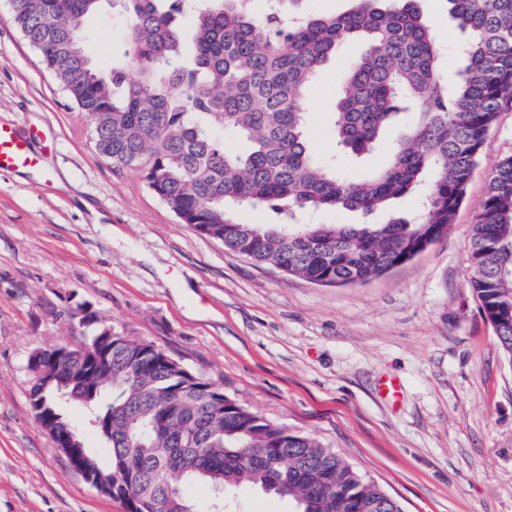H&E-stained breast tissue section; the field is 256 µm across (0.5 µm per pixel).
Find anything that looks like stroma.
<instances>
[{
    "label": "stroma",
    "instance_id": "1",
    "mask_svg": "<svg viewBox=\"0 0 512 512\" xmlns=\"http://www.w3.org/2000/svg\"><path fill=\"white\" fill-rule=\"evenodd\" d=\"M458 69L463 33L446 0H417ZM124 37L103 12L88 51L103 70ZM359 44L343 46L305 102L328 153L331 112ZM0 123L31 138L36 174L0 171V512H126L69 465L29 404L30 354L80 343L69 316L98 317L289 431L334 448L404 512H512V361L472 288L471 228L488 174L512 154L505 101L454 224L413 259L364 282L319 286L262 269L182 224L135 170L93 147L0 0ZM397 380L396 397L381 391Z\"/></svg>",
    "mask_w": 512,
    "mask_h": 512
}]
</instances>
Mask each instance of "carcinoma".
I'll return each instance as SVG.
<instances>
[{"mask_svg":"<svg viewBox=\"0 0 512 512\" xmlns=\"http://www.w3.org/2000/svg\"><path fill=\"white\" fill-rule=\"evenodd\" d=\"M304 0H10L14 23L67 99L94 128L95 150L200 236L253 264L324 286L368 280L411 259L454 223L488 131L512 98V0H447L468 35L465 62L445 73L435 29L415 0H353L312 16ZM112 4L124 40L105 73L84 48L87 18ZM190 19V25L182 21ZM359 41L332 112L330 152L370 156L403 129L389 159L354 177L311 150L304 98L343 45ZM136 78L127 76V70ZM238 143L227 145L219 130ZM414 198L409 214L392 209ZM381 219L305 224L326 210ZM245 211L263 224L241 219ZM473 288L512 361V154L493 165L472 227ZM89 339L42 350L28 364L42 429L70 437L112 497L132 512H224L243 485L295 503V512H403L399 501L334 449L268 420L152 344L81 305ZM83 411L109 459L79 433ZM203 483L202 505L189 488Z\"/></svg>","mask_w":512,"mask_h":512,"instance_id":"cac0c4a2","label":"carcinoma"}]
</instances>
